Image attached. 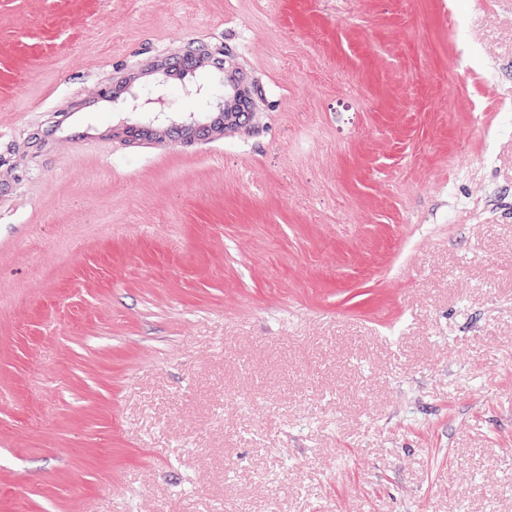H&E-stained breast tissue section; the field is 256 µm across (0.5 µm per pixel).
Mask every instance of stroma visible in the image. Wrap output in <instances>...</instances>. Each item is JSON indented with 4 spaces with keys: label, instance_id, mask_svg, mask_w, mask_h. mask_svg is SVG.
I'll use <instances>...</instances> for the list:
<instances>
[{
    "label": "stroma",
    "instance_id": "1",
    "mask_svg": "<svg viewBox=\"0 0 512 512\" xmlns=\"http://www.w3.org/2000/svg\"><path fill=\"white\" fill-rule=\"evenodd\" d=\"M0 0V512H512V0ZM247 132L112 138L197 43ZM196 48L203 49L197 54L203 60H207L212 69L219 70V79L223 78L224 62H229L232 53L223 47L211 48L209 46H198ZM228 71L224 74V109L222 112H201L203 122L207 124L213 131V136L220 133L246 128L249 125L248 112H246V104L248 99L255 95L254 87L247 81L237 75L230 78Z\"/></svg>",
    "mask_w": 512,
    "mask_h": 512
}]
</instances>
